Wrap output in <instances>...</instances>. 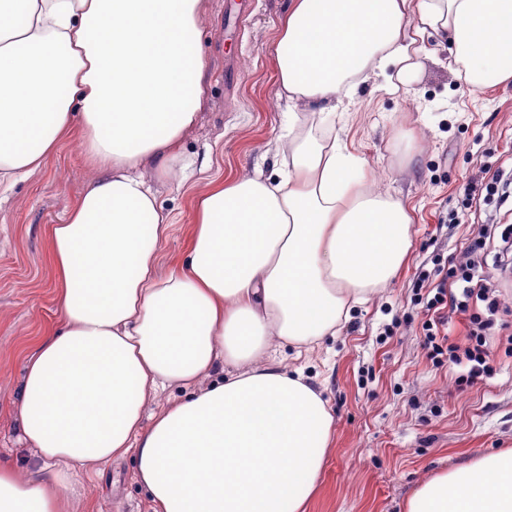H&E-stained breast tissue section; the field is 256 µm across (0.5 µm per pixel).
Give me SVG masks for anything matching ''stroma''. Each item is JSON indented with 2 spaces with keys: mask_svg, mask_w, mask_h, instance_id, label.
I'll return each instance as SVG.
<instances>
[{
  "mask_svg": "<svg viewBox=\"0 0 512 512\" xmlns=\"http://www.w3.org/2000/svg\"><path fill=\"white\" fill-rule=\"evenodd\" d=\"M202 52L210 76L207 102L183 141L187 179L158 182L172 215L161 267L184 257L193 195L210 178L270 169L284 122L271 47L288 0H207ZM426 54L406 92L390 93L379 77L362 85L342 137L366 162L372 187L412 207V247L399 277L355 305L340 332L314 351L278 349L287 369L300 368L335 418L333 443L308 512H403L433 473L478 455L512 448V357L496 351L494 371L466 392L459 369L436 366L422 346V308L414 284L434 258L462 262L481 224H512V198L467 210L464 189L486 167L512 170V84L470 92L449 68V53L425 37ZM89 168L76 143L61 145L40 173L0 187V454L36 468L20 441L15 402L23 352L56 314L46 230L65 223ZM462 223H449L450 214ZM73 512H151L133 461H114L68 486Z\"/></svg>",
  "mask_w": 512,
  "mask_h": 512,
  "instance_id": "35a3bbf8",
  "label": "stroma"
}]
</instances>
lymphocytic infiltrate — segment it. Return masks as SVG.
I'll return each instance as SVG.
<instances>
[{
	"mask_svg": "<svg viewBox=\"0 0 512 512\" xmlns=\"http://www.w3.org/2000/svg\"><path fill=\"white\" fill-rule=\"evenodd\" d=\"M433 265V271H420L415 284L417 301L426 314L422 323L423 346L433 364L462 367L456 389L463 392L490 369L494 351L491 332L493 317L501 306L500 294L494 284L483 278L475 261L446 266L437 259ZM451 313L465 315L468 320L465 344L453 345L448 341L445 325Z\"/></svg>",
	"mask_w": 512,
	"mask_h": 512,
	"instance_id": "obj_1",
	"label": "lymphocytic infiltrate"
}]
</instances>
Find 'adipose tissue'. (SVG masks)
<instances>
[{
	"label": "adipose tissue",
	"mask_w": 512,
	"mask_h": 512,
	"mask_svg": "<svg viewBox=\"0 0 512 512\" xmlns=\"http://www.w3.org/2000/svg\"><path fill=\"white\" fill-rule=\"evenodd\" d=\"M206 0H0V182L67 141L92 175L47 232L57 317L26 356L20 439L0 455V512H71L73 473L133 457L152 512H307L334 418L302 370L269 356L336 335L399 275L402 200L324 116L446 42L458 80L512 83V0H290L271 49L288 130L271 174L195 194L187 254L160 271L169 176L207 96ZM188 394L147 402L170 388ZM405 512H512V448L431 475Z\"/></svg>",
	"instance_id": "1"
}]
</instances>
